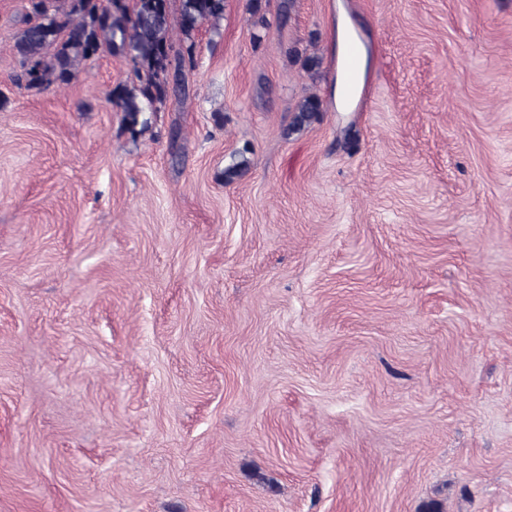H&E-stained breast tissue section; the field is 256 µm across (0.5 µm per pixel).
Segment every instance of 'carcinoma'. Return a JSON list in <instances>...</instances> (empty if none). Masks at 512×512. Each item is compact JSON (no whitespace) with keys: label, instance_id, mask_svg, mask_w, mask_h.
<instances>
[{"label":"carcinoma","instance_id":"cac0c4a2","mask_svg":"<svg viewBox=\"0 0 512 512\" xmlns=\"http://www.w3.org/2000/svg\"><path fill=\"white\" fill-rule=\"evenodd\" d=\"M49 9L46 0H29L24 27L13 51L23 73L19 81L27 90L41 91L67 85L83 63L107 50L137 62V83L121 84L109 100L123 113L130 132L143 123L142 114L168 97L170 86L184 83L186 69L195 66L194 44L175 47L171 35L170 0H58ZM225 0H181L180 28L192 38L204 23L216 25L224 17ZM173 81H168V76ZM321 101L302 98L294 109L292 130L318 120Z\"/></svg>","mask_w":512,"mask_h":512}]
</instances>
